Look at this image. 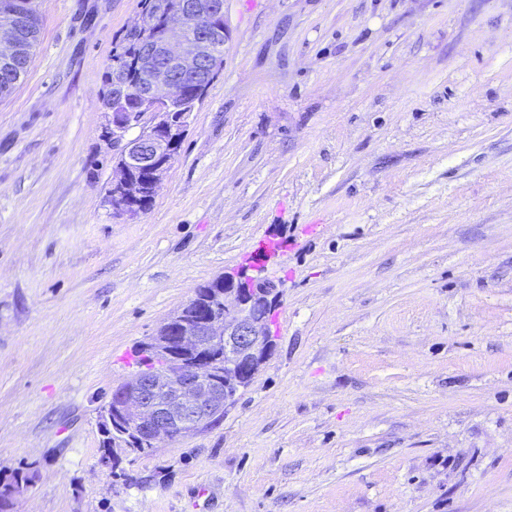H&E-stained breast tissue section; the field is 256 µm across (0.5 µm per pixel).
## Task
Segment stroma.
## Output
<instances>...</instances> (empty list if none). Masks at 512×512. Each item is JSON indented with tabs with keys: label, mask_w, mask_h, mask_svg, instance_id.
Listing matches in <instances>:
<instances>
[{
	"label": "stroma",
	"mask_w": 512,
	"mask_h": 512,
	"mask_svg": "<svg viewBox=\"0 0 512 512\" xmlns=\"http://www.w3.org/2000/svg\"><path fill=\"white\" fill-rule=\"evenodd\" d=\"M150 209L98 92L138 0H39L0 98V475L15 512H512V0H224ZM263 264L271 355L220 423L101 468L139 345Z\"/></svg>",
	"instance_id": "35a3bbf8"
}]
</instances>
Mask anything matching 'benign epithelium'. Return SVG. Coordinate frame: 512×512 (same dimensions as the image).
Segmentation results:
<instances>
[{"mask_svg":"<svg viewBox=\"0 0 512 512\" xmlns=\"http://www.w3.org/2000/svg\"><path fill=\"white\" fill-rule=\"evenodd\" d=\"M169 21L139 55L145 77L141 112L108 115L109 138L116 152L115 174L107 192L112 214L134 219L144 214L141 199L156 193L174 160L173 149L188 129L178 113L182 88L211 81L223 67L213 50L224 34V2L161 4ZM17 12H0V46L14 41ZM265 302L239 288L228 274L212 280L207 294L195 298L193 311L181 308L159 327L153 349L161 359L154 370L112 389L106 429L128 428L155 445L209 427L227 404V384L211 376L209 354L224 349L255 376L270 353Z\"/></svg>","mask_w":512,"mask_h":512,"instance_id":"7a95c632","label":"benign epithelium"}]
</instances>
